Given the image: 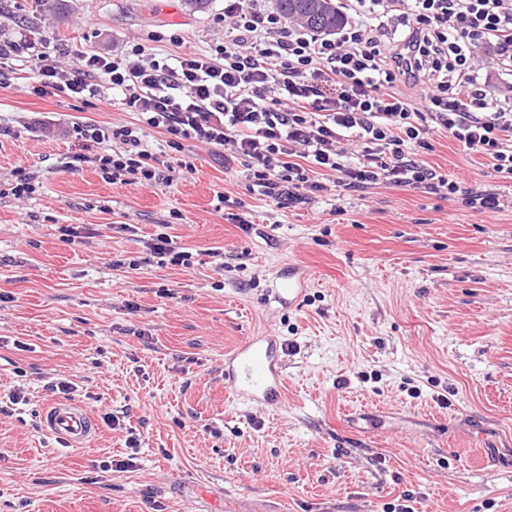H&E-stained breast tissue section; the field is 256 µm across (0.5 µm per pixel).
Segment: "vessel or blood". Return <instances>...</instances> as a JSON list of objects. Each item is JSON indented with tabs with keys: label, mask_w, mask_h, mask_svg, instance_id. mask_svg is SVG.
Listing matches in <instances>:
<instances>
[{
	"label": "vessel or blood",
	"mask_w": 512,
	"mask_h": 512,
	"mask_svg": "<svg viewBox=\"0 0 512 512\" xmlns=\"http://www.w3.org/2000/svg\"><path fill=\"white\" fill-rule=\"evenodd\" d=\"M224 380L238 399L281 402L287 378L275 341L267 336H250L242 340L226 355ZM43 429L75 448L84 447L98 431L90 414L65 402L51 404L46 409Z\"/></svg>",
	"instance_id": "b4317fda"
}]
</instances>
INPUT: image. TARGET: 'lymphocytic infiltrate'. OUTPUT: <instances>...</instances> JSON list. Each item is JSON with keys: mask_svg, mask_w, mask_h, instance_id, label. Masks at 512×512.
Wrapping results in <instances>:
<instances>
[{"mask_svg": "<svg viewBox=\"0 0 512 512\" xmlns=\"http://www.w3.org/2000/svg\"><path fill=\"white\" fill-rule=\"evenodd\" d=\"M336 2L345 21L332 37L228 0L223 43L170 64L136 44L79 54L66 77L58 55L23 33L0 40V60L30 63L39 96L105 104L121 92L135 121L78 127L84 149L70 170L92 162L115 183H169L171 165L146 139L156 129L176 151L187 141L224 149L225 168H243L250 192L280 208L323 191L319 176L331 172L344 196L389 184L498 209V193L461 186L425 156L443 129L512 180V85L491 91L475 57L489 49L494 68L512 73V0Z\"/></svg>", "mask_w": 512, "mask_h": 512, "instance_id": "lymphocytic-infiltrate-1", "label": "lymphocytic infiltrate"}]
</instances>
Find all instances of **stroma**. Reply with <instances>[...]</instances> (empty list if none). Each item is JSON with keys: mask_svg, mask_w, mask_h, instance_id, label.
Here are the masks:
<instances>
[{"mask_svg": "<svg viewBox=\"0 0 512 512\" xmlns=\"http://www.w3.org/2000/svg\"><path fill=\"white\" fill-rule=\"evenodd\" d=\"M19 31L65 49L66 71L137 43L164 61L223 43L224 0H0V36ZM0 79V512H512V182L489 159L442 130L425 156L496 190L485 212L381 184L336 216L332 175L279 208L193 141L163 156L192 171L125 186L64 162L82 147L74 127L134 114L36 96L11 62ZM21 171L40 184L23 200ZM237 200L249 227L229 218ZM160 234L193 266L159 262ZM292 269L304 291L279 300ZM249 336L277 341L281 404L224 382ZM62 376L100 423L82 448L43 429Z\"/></svg>", "mask_w": 512, "mask_h": 512, "instance_id": "35a3bbf8", "label": "stroma"}]
</instances>
